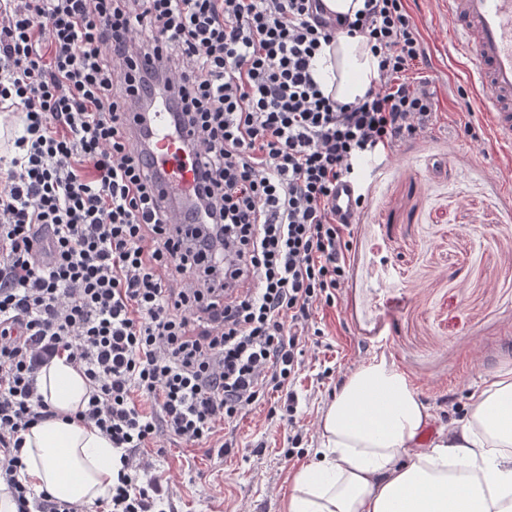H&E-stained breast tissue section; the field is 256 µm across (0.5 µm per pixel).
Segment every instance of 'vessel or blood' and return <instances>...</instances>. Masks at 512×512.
<instances>
[{"label":"vessel or blood","instance_id":"b4317fda","mask_svg":"<svg viewBox=\"0 0 512 512\" xmlns=\"http://www.w3.org/2000/svg\"><path fill=\"white\" fill-rule=\"evenodd\" d=\"M448 30L473 64L470 85L479 111L485 115L493 139L512 144V0H444ZM141 147L157 171L156 188L165 202L188 199L195 172L184 155L187 129L177 127L168 97L155 98L148 111L132 115ZM354 187L341 184L336 191V214L356 223Z\"/></svg>","mask_w":512,"mask_h":512}]
</instances>
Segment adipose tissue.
Segmentation results:
<instances>
[{"instance_id": "adipose-tissue-1", "label": "adipose tissue", "mask_w": 512, "mask_h": 512, "mask_svg": "<svg viewBox=\"0 0 512 512\" xmlns=\"http://www.w3.org/2000/svg\"><path fill=\"white\" fill-rule=\"evenodd\" d=\"M376 68L364 42L342 36L315 76L323 91L351 101ZM38 387L57 415L23 434L27 481L60 501H109L119 454L97 428L73 419L88 403V382L57 357ZM431 418L398 370L382 360L359 366L323 409L322 446L294 474L282 512H512V370L470 393L459 429L423 450Z\"/></svg>"}]
</instances>
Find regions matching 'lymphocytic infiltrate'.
Segmentation results:
<instances>
[{
    "instance_id": "lymphocytic-infiltrate-1",
    "label": "lymphocytic infiltrate",
    "mask_w": 512,
    "mask_h": 512,
    "mask_svg": "<svg viewBox=\"0 0 512 512\" xmlns=\"http://www.w3.org/2000/svg\"><path fill=\"white\" fill-rule=\"evenodd\" d=\"M377 62L363 97L324 93L314 62L339 35ZM405 0L326 16L322 0H0V481L17 512H85L20 478L21 432L53 418L38 374L66 356L93 388L78 421L120 455L105 512H165L148 451L169 435L213 445L266 391L302 442L291 387L318 310L349 283L369 160L438 120ZM172 97L202 190L162 204L130 125L146 92ZM354 187L350 182L341 184L336 190V214L344 217L350 224L357 222Z\"/></svg>"
}]
</instances>
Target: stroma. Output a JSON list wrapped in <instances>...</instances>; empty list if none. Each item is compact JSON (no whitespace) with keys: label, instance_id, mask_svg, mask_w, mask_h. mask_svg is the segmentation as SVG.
Instances as JSON below:
<instances>
[{"label":"stroma","instance_id":"obj_1","mask_svg":"<svg viewBox=\"0 0 512 512\" xmlns=\"http://www.w3.org/2000/svg\"><path fill=\"white\" fill-rule=\"evenodd\" d=\"M407 5L440 116L371 176L349 286L323 310L324 334L293 385L302 453L287 457L286 427L266 417L274 392L227 426L237 446L224 458L162 437L156 466L170 512H282L295 472L321 446L318 419L334 395L324 370L344 377L385 359L431 410L427 446L457 424L456 415L441 417V396L465 405L512 368V151L457 125L467 61L448 45L442 0Z\"/></svg>","mask_w":512,"mask_h":512}]
</instances>
